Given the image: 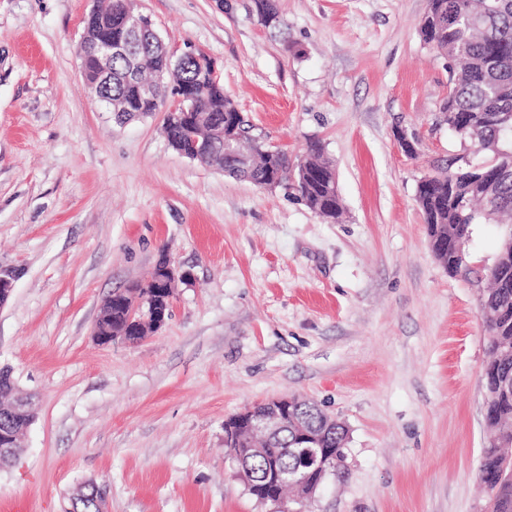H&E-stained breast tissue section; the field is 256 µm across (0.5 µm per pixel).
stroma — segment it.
<instances>
[{
	"instance_id": "1",
	"label": "stroma",
	"mask_w": 512,
	"mask_h": 512,
	"mask_svg": "<svg viewBox=\"0 0 512 512\" xmlns=\"http://www.w3.org/2000/svg\"><path fill=\"white\" fill-rule=\"evenodd\" d=\"M96 0H0V367L31 395L0 512H267L235 474L224 422L300 396L344 421L347 470L308 512H483L489 430L478 291L434 257L418 181L471 147L439 116L448 60L424 44L428 0H135L171 47L220 70L253 134L293 162L320 142L343 213L330 224L175 152L163 113L99 102L77 56ZM414 132L417 157L395 140ZM500 227L474 225L491 266ZM177 281L166 324L98 345L112 291ZM161 275H158L154 280H151V288H153L154 295H163L165 296V300L171 303V299L173 296V287L174 283L179 277L180 279L184 278V273H181L179 276L177 275L178 270L175 266L172 265L171 261L168 260L161 267ZM170 293V294H169ZM169 294V295H168ZM85 488L87 491L73 501L69 512H105L103 488L94 483L87 484Z\"/></svg>"
}]
</instances>
